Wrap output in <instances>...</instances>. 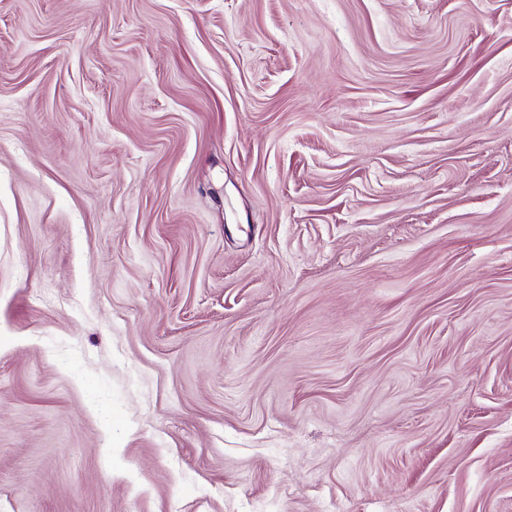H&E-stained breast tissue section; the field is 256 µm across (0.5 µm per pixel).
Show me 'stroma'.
I'll return each mask as SVG.
<instances>
[{"label": "stroma", "instance_id": "stroma-1", "mask_svg": "<svg viewBox=\"0 0 512 512\" xmlns=\"http://www.w3.org/2000/svg\"><path fill=\"white\" fill-rule=\"evenodd\" d=\"M0 512H512V0H0Z\"/></svg>", "mask_w": 512, "mask_h": 512}]
</instances>
